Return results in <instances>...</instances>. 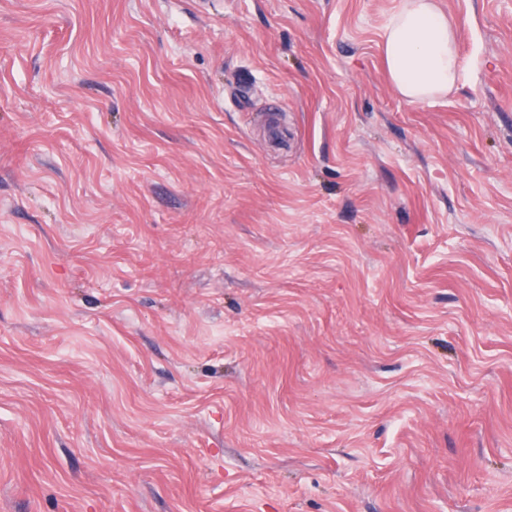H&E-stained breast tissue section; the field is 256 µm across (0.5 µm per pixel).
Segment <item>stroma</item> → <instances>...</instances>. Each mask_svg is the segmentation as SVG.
<instances>
[{"instance_id": "35a3bbf8", "label": "stroma", "mask_w": 512, "mask_h": 512, "mask_svg": "<svg viewBox=\"0 0 512 512\" xmlns=\"http://www.w3.org/2000/svg\"><path fill=\"white\" fill-rule=\"evenodd\" d=\"M0 0V512H512V0ZM382 51L390 84L405 99H432L458 82L454 26L435 0H403L383 29Z\"/></svg>"}]
</instances>
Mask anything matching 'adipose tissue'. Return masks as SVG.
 I'll return each instance as SVG.
<instances>
[{"instance_id": "adipose-tissue-1", "label": "adipose tissue", "mask_w": 512, "mask_h": 512, "mask_svg": "<svg viewBox=\"0 0 512 512\" xmlns=\"http://www.w3.org/2000/svg\"><path fill=\"white\" fill-rule=\"evenodd\" d=\"M382 51L390 84L405 99H431L458 82L454 26L435 0H403L383 29Z\"/></svg>"}]
</instances>
